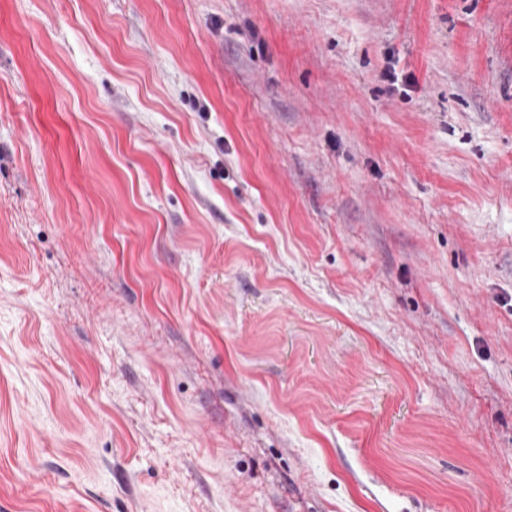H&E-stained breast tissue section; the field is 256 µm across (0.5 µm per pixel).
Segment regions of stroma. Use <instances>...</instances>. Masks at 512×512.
Masks as SVG:
<instances>
[{"mask_svg":"<svg viewBox=\"0 0 512 512\" xmlns=\"http://www.w3.org/2000/svg\"><path fill=\"white\" fill-rule=\"evenodd\" d=\"M0 512H512V0H0Z\"/></svg>","mask_w":512,"mask_h":512,"instance_id":"stroma-1","label":"stroma"}]
</instances>
